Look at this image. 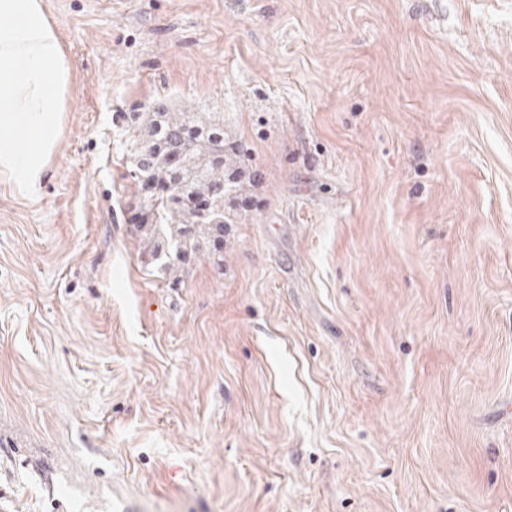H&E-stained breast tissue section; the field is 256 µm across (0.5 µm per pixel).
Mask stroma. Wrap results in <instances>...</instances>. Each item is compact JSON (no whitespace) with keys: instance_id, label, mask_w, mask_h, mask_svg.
Wrapping results in <instances>:
<instances>
[{"instance_id":"1","label":"stroma","mask_w":512,"mask_h":512,"mask_svg":"<svg viewBox=\"0 0 512 512\" xmlns=\"http://www.w3.org/2000/svg\"><path fill=\"white\" fill-rule=\"evenodd\" d=\"M76 75L0 182V506L512 512V0H44ZM220 112L222 267L131 230L129 116Z\"/></svg>"}]
</instances>
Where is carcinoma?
<instances>
[{"mask_svg":"<svg viewBox=\"0 0 512 512\" xmlns=\"http://www.w3.org/2000/svg\"><path fill=\"white\" fill-rule=\"evenodd\" d=\"M131 130L127 177L145 216L134 231L150 264L174 287L190 262L222 260L224 230L241 218L243 149L217 113L175 110L162 101L133 114Z\"/></svg>","mask_w":512,"mask_h":512,"instance_id":"cac0c4a2","label":"carcinoma"}]
</instances>
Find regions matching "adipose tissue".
Here are the masks:
<instances>
[{
    "mask_svg": "<svg viewBox=\"0 0 512 512\" xmlns=\"http://www.w3.org/2000/svg\"><path fill=\"white\" fill-rule=\"evenodd\" d=\"M74 73L42 0H0V177L35 195Z\"/></svg>",
    "mask_w": 512,
    "mask_h": 512,
    "instance_id": "1",
    "label": "adipose tissue"
}]
</instances>
